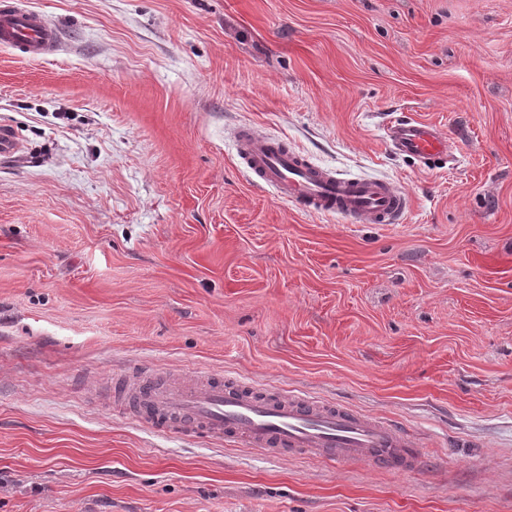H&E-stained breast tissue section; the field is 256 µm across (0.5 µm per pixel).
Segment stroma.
I'll list each match as a JSON object with an SVG mask.
<instances>
[{"label":"stroma","mask_w":512,"mask_h":512,"mask_svg":"<svg viewBox=\"0 0 512 512\" xmlns=\"http://www.w3.org/2000/svg\"><path fill=\"white\" fill-rule=\"evenodd\" d=\"M13 4L62 42L0 47V512H512V0ZM245 124L403 222L254 189ZM132 368L394 419L420 467L153 432L105 395ZM386 135L392 148L401 154L423 159L448 156V141L426 124L391 123L387 126Z\"/></svg>","instance_id":"stroma-1"}]
</instances>
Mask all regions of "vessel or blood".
<instances>
[{
	"instance_id": "b4317fda",
	"label": "vessel or blood",
	"mask_w": 512,
	"mask_h": 512,
	"mask_svg": "<svg viewBox=\"0 0 512 512\" xmlns=\"http://www.w3.org/2000/svg\"><path fill=\"white\" fill-rule=\"evenodd\" d=\"M61 39V30L40 12L0 8L1 47L44 60L58 51ZM386 135L402 154L433 159L448 153L447 141L422 123L395 122ZM235 140L249 182L304 212L358 224H398L404 218L409 197L388 182L338 177L248 125L239 127ZM111 396L141 424L162 433L231 441L273 456L360 462L400 475L413 472L419 462L408 433L387 419L236 378L201 375L171 384L162 375L126 373L113 379Z\"/></svg>"
}]
</instances>
